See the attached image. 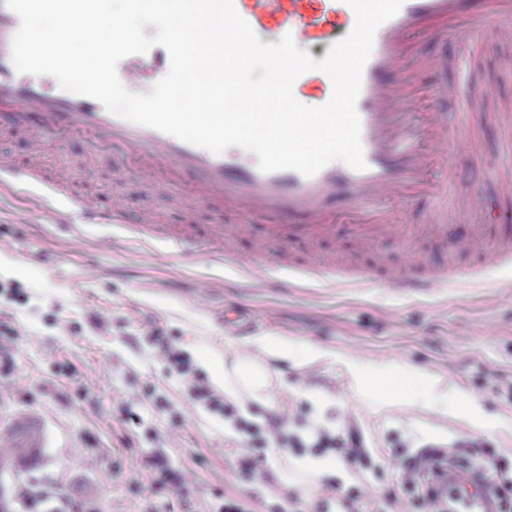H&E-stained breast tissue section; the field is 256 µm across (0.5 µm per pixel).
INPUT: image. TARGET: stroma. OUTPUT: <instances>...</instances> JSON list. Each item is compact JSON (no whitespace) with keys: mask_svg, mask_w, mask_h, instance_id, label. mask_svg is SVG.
Returning <instances> with one entry per match:
<instances>
[{"mask_svg":"<svg viewBox=\"0 0 512 512\" xmlns=\"http://www.w3.org/2000/svg\"><path fill=\"white\" fill-rule=\"evenodd\" d=\"M475 74L498 83L512 99V70L500 60L512 44L494 31L475 37ZM487 164L476 171L464 157L462 181L475 189L487 223L500 221L494 173L512 170V127H469ZM47 170H66L73 188L96 200L137 194L142 178L131 163L99 153L96 178L84 179L87 145L47 141ZM423 239L394 240L365 258L371 274L359 291L281 287L266 267L251 287L235 270L196 258L168 266L164 247L129 244L122 228L86 227L82 237L12 203L0 207V431L20 412L44 426L43 463L12 476L24 512H224V500H245L251 512H336L327 487L349 498V512L417 510L414 459L420 448H442L450 463L482 473L512 512V284L443 288L428 296L393 293L380 267L397 269L425 256ZM238 305L255 319L251 332L219 324L216 311ZM168 347L154 343L156 330ZM276 335L291 345L271 361L272 402L245 414L259 427L280 420L288 436L308 438V423L330 433L357 432L363 461L350 448L252 447L221 415L193 400L172 353L216 397L213 379L225 356L255 339ZM318 347L328 358L307 362ZM403 373L415 368L448 382L447 415L405 413L366 401L353 388L340 357ZM480 405L490 426L473 428L456 412ZM491 452H484V445ZM330 467L312 476L306 461Z\"/></svg>","mask_w":512,"mask_h":512,"instance_id":"obj_1","label":"stroma"}]
</instances>
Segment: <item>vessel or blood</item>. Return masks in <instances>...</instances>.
<instances>
[{"mask_svg": "<svg viewBox=\"0 0 512 512\" xmlns=\"http://www.w3.org/2000/svg\"><path fill=\"white\" fill-rule=\"evenodd\" d=\"M239 14L257 35L278 42L292 34L305 50L329 49L346 36L355 23L344 0H234ZM512 17V0H403L395 17L376 31L372 54L363 70L357 111L366 170L333 161L317 174L306 176L292 169L262 172L246 159L245 149L214 155L156 129L108 113L91 98L61 89L50 75L19 80L12 62V40L20 19L0 0V130L28 137L39 145L47 140L83 139L90 151L109 146L134 160L147 188L163 191L182 185L198 204L234 215L233 224L197 226L192 209H185L179 224H164L148 210L129 220L131 202L120 196L105 210L88 196L75 193L63 177H47L37 157L16 162L0 156V188H36L33 209L49 211L55 223L74 232L92 224L124 225L128 238L143 247L165 245L169 258L185 263L198 254L236 270L249 281L256 266L244 261L234 246L245 234L250 219L266 216L260 243L262 256L275 267L291 272L290 287L317 284L331 289L367 287V273L354 262H299L291 242L309 252L344 233L363 249L395 239L427 238L449 242L448 253L431 259H413L389 277L399 292L425 296L433 289L457 283L485 287L483 273L496 269L512 274V245L487 244L488 229L479 218L476 194L459 190L456 150H463L471 166L484 163L470 140H456L452 132L473 123L512 125V100L502 97L490 83L465 84L442 80L449 63L469 71L475 32L493 27L500 41L512 43V26L500 25ZM453 43L461 52L455 60L440 53L439 45ZM170 67L167 50L156 46L147 53L122 59L117 73L134 94L152 92ZM430 78V105L416 121L407 116L416 103L412 90ZM295 94L326 104L333 93L323 73H305L294 84ZM427 196L433 210L428 223L407 221L405 201ZM476 251L471 268L460 267L456 253ZM9 448H41L45 432L32 415L15 416L5 435ZM433 494L442 512H498L500 500L477 480L454 467L439 468Z\"/></svg>", "mask_w": 512, "mask_h": 512, "instance_id": "vessel-or-blood-1", "label": "vessel or blood"}]
</instances>
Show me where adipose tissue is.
<instances>
[{
  "label": "adipose tissue",
  "mask_w": 512,
  "mask_h": 512,
  "mask_svg": "<svg viewBox=\"0 0 512 512\" xmlns=\"http://www.w3.org/2000/svg\"><path fill=\"white\" fill-rule=\"evenodd\" d=\"M288 342L279 336H263L253 343L252 351L233 355L215 381L227 399L266 404L271 400V380L267 360L287 355ZM343 366L356 389L364 395L390 399L408 410L429 407L440 413L448 411V393L442 390L441 378L412 370L402 378H393L391 371H374L355 358L345 359Z\"/></svg>",
  "instance_id": "adipose-tissue-1"
}]
</instances>
